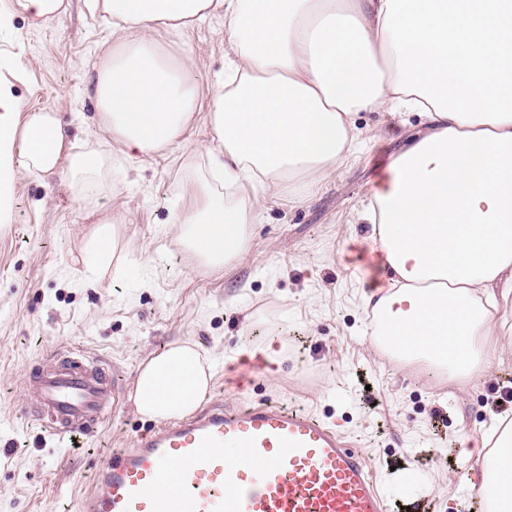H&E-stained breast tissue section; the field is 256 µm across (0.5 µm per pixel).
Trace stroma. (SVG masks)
<instances>
[{
  "mask_svg": "<svg viewBox=\"0 0 512 512\" xmlns=\"http://www.w3.org/2000/svg\"><path fill=\"white\" fill-rule=\"evenodd\" d=\"M111 41L109 29L87 20L83 0L41 27L19 16L0 33V65L26 71L15 88L23 108L58 112L81 151L111 150L89 133L94 64ZM185 42L203 76L221 71L223 14L201 21ZM357 125L360 143L336 174L301 201L268 204L247 250L219 270L195 268L175 242L171 214L188 174L172 156L112 163L94 185L118 223V243L92 282L84 262L91 226L66 183L20 179L13 221L0 230V512H51L59 503L75 512L77 475L151 426L130 404L83 452L43 441L21 416L32 359L51 347H80L130 385L144 360L177 339L193 341L211 360L209 399L303 406L361 449L382 481L421 469L417 494L405 500L409 512H422L424 493L433 496L434 512H464L456 478L476 464L467 438L512 380V348L497 350L493 371L459 392L370 345L361 296L385 272L357 214L419 122L362 112ZM247 344L275 351L280 372L240 383L235 358Z\"/></svg>",
  "mask_w": 512,
  "mask_h": 512,
  "instance_id": "1",
  "label": "stroma"
}]
</instances>
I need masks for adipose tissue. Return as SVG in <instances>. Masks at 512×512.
<instances>
[{
  "mask_svg": "<svg viewBox=\"0 0 512 512\" xmlns=\"http://www.w3.org/2000/svg\"><path fill=\"white\" fill-rule=\"evenodd\" d=\"M114 42L95 65V131L144 160L179 150L205 162L195 203L179 207L177 244L198 267L246 248L267 202L300 200L335 174L360 137L356 116H417L359 215L389 277L364 295L371 343L459 388L512 346V0H85ZM224 15V68L200 82L184 38ZM24 73L0 72V224L13 220L21 175L63 176L80 207L111 158L76 151L56 112H22ZM203 118L209 145L184 136ZM212 374L177 340L143 361L136 411L153 421L195 412ZM460 477L487 512H512V418L476 442Z\"/></svg>",
  "mask_w": 512,
  "mask_h": 512,
  "instance_id": "ef3b65f1",
  "label": "adipose tissue"
}]
</instances>
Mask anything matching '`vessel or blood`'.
Here are the masks:
<instances>
[{
  "label": "vessel or blood",
  "mask_w": 512,
  "mask_h": 512,
  "mask_svg": "<svg viewBox=\"0 0 512 512\" xmlns=\"http://www.w3.org/2000/svg\"><path fill=\"white\" fill-rule=\"evenodd\" d=\"M127 386L79 348L36 357L22 414L42 437L96 441ZM78 512H393L368 460L329 423L273 401L213 403L96 462Z\"/></svg>",
  "instance_id": "obj_1"
}]
</instances>
